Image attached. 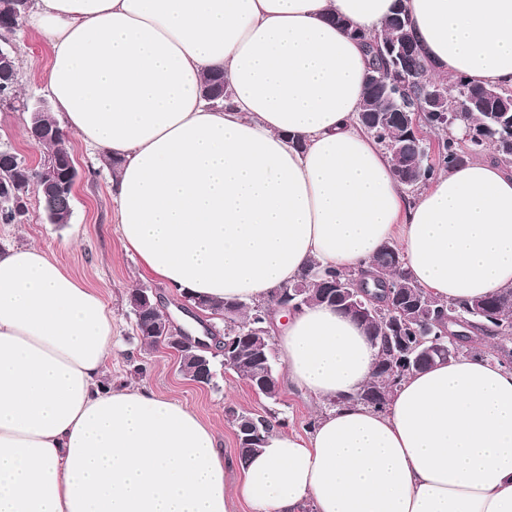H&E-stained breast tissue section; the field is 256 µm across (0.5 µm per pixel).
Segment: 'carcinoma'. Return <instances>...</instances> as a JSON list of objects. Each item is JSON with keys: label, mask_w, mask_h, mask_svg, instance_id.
I'll return each mask as SVG.
<instances>
[{"label": "carcinoma", "mask_w": 512, "mask_h": 512, "mask_svg": "<svg viewBox=\"0 0 512 512\" xmlns=\"http://www.w3.org/2000/svg\"><path fill=\"white\" fill-rule=\"evenodd\" d=\"M32 3L20 4L18 0H0V15L8 17L7 32L10 34L20 27L31 11ZM408 22L404 12L395 11L386 21L384 35L380 38L357 33L373 57L372 70L380 76L388 72L386 60L381 55L383 44L396 39L401 33V24ZM404 70L414 78L405 94L409 108L418 105L419 95L427 77L426 64L419 51L404 64ZM0 103L9 107L18 99V68L5 75L0 72ZM484 86L465 81H456L454 92L448 93V108L459 105L465 111L459 113L456 124L464 126L467 144L446 137L437 142L436 152L432 144L423 137H417L406 130L387 103L389 84L367 85L364 101L370 104V111L357 115L358 123L364 127L389 155L393 173L404 186L417 190L428 184L431 178L442 171L464 164L467 159L482 154L487 145L494 146L497 161L506 167L512 165V112H497L496 105L476 100ZM204 97L214 107L224 105V75L220 72L209 74L203 84ZM30 137L35 146L43 149L41 161L29 164L11 150L0 151V181L9 185L11 195H0V223L18 224L26 215V205L17 203V198L28 195L31 186H36L42 210L46 218L56 224H68L73 214V195L67 188L50 194L43 191L42 183L47 178L50 166L55 160L72 156L67 139L51 112H39L31 117ZM371 275L365 277V287L372 293L373 312L370 320L361 322L366 335L378 348V359L372 380L356 393L355 400L367 407L384 409L389 405L388 397L395 395L397 386L407 372L399 370L397 359L403 353L388 341L395 334L403 337L411 348V366L426 369L437 361L448 359V331L458 326L448 321V316L460 314L470 322L463 339L469 341L464 353L473 354L490 347V353L502 362L512 363V288L496 291L488 296L463 303L448 304L427 294L420 288L405 269V262L398 246L389 242L384 245L370 267ZM351 279V274L323 269L314 261L301 271L291 286L305 288L310 305L324 304L326 294L340 289ZM212 310H224L228 321L224 322V334L213 336L217 352H206L209 360L221 356L224 367L241 379L256 383L264 366L276 371V362L271 343H266L263 353H258L249 341L247 333L256 327H267L269 306L246 300L208 302ZM161 312L145 310L134 319L136 330L142 341L155 346L157 336L152 325L160 318ZM255 420L254 429L259 432L257 440L239 443L237 458L246 462L264 444L268 434L285 420L274 412L261 415L248 411H227V420L237 428L246 424L247 419Z\"/></svg>", "instance_id": "carcinoma-1"}]
</instances>
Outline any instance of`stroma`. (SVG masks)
Masks as SVG:
<instances>
[{
  "label": "stroma",
  "instance_id": "obj_1",
  "mask_svg": "<svg viewBox=\"0 0 512 512\" xmlns=\"http://www.w3.org/2000/svg\"><path fill=\"white\" fill-rule=\"evenodd\" d=\"M12 46L19 64L20 98L31 102L47 99L45 76L51 52L43 37L25 23L13 36ZM28 119L27 113L0 105V148L14 150L35 163L42 152L28 139ZM67 139L80 171L70 223H48L37 193H30L23 221L0 224V250L39 246L76 279L96 290L112 311L109 382L115 386L137 383L160 397L188 406L217 432L225 458L235 459L237 448L234 430L225 420V410L230 406L255 413L275 410L279 418L285 419L287 430L308 434L307 424L321 406L289 387L285 370L277 372L280 401L275 404L257 396L220 361L215 364L212 383L198 387L181 373L172 353L141 342L127 306L129 293L141 286L157 289L179 325L188 320L179 307L181 293L147 275L138 259L125 250L118 224L119 204L112 196V169L106 158L75 134H68Z\"/></svg>",
  "mask_w": 512,
  "mask_h": 512
}]
</instances>
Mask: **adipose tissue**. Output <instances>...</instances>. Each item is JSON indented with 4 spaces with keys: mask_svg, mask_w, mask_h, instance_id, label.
<instances>
[{
    "mask_svg": "<svg viewBox=\"0 0 512 512\" xmlns=\"http://www.w3.org/2000/svg\"><path fill=\"white\" fill-rule=\"evenodd\" d=\"M397 9L433 78L512 89V0H36L31 17L64 126L121 160L122 240L152 277L263 301L311 261L366 269L394 242L435 298L512 288V173L475 158L408 195L357 123L353 32ZM274 334L325 410L241 465L187 406L107 384L99 294L37 246L0 252V512H512V368L440 361L379 412L353 401L378 350L352 318L306 306ZM203 94L213 107H223L224 98L229 97V91L224 85V75L221 72H213L206 77Z\"/></svg>",
    "mask_w": 512,
    "mask_h": 512,
    "instance_id": "adipose-tissue-1",
    "label": "adipose tissue"
}]
</instances>
